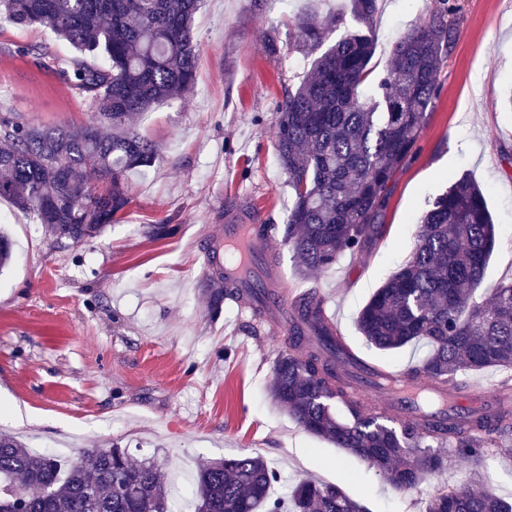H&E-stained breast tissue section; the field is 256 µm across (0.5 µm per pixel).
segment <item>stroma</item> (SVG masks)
Masks as SVG:
<instances>
[{
  "mask_svg": "<svg viewBox=\"0 0 512 512\" xmlns=\"http://www.w3.org/2000/svg\"><path fill=\"white\" fill-rule=\"evenodd\" d=\"M458 36L439 65L440 91L411 162L388 186L383 235L361 255L344 254L301 276L281 234L268 240L289 285L321 299L339 336L360 357L404 373L425 345L385 354L369 347L355 318L411 253L428 201L461 174L483 188L498 244L478 297L512 278V0H455ZM434 0H378L374 73ZM331 0H206L195 17L200 47L192 93L137 120L161 148L128 176L119 222L77 245L58 247L30 215L0 199L14 243L0 272V430L64 458L119 443L134 461L154 459L176 485L208 461L261 455L286 494L303 478L335 484L369 512H422L435 487L465 476L449 457L404 494L366 462L302 430L268 390L283 339L265 319L227 303L210 319L202 292L212 231L237 207L256 224L285 225L292 190L275 157L276 106L311 60L297 57V20ZM56 47L43 26H0V113L36 125L79 126L89 103L24 47ZM176 231L152 240L146 225Z\"/></svg>",
  "mask_w": 512,
  "mask_h": 512,
  "instance_id": "1",
  "label": "stroma"
}]
</instances>
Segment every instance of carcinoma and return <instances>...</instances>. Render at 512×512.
<instances>
[{
  "instance_id": "carcinoma-1",
  "label": "carcinoma",
  "mask_w": 512,
  "mask_h": 512,
  "mask_svg": "<svg viewBox=\"0 0 512 512\" xmlns=\"http://www.w3.org/2000/svg\"><path fill=\"white\" fill-rule=\"evenodd\" d=\"M203 0H0V24L42 25L76 50L46 46L35 57L89 102L78 128L40 126L0 116V198L28 213L60 246L76 245L118 222L128 204L127 175L151 166L160 147L132 124L153 105L192 91L199 45L194 21ZM377 0H349V12L299 17L296 51L322 45L325 31L351 17L354 27L324 51L277 106L275 151L293 191L284 240L298 267L321 273L346 252L361 254L384 232L387 186L416 153L439 89L438 69L456 41L455 8L438 0L395 42L391 63L368 91L376 50ZM106 185L99 193L89 178ZM496 246L485 194L461 175L429 202L414 249L359 311L367 345L399 351L424 342L430 353L411 372L427 375L431 392L448 401L457 376L486 368L512 369V280L475 293ZM210 248L206 295L210 314L226 297L257 293L227 281ZM397 384L392 374L358 361L321 314L304 302L291 319L274 366L273 401L308 433L323 437L376 469L394 489L410 492L447 465L438 447L466 463L467 477L436 488L424 512H512L485 481L487 462L512 454V380L502 403L439 417L421 409L401 423L392 407L356 395L355 379ZM280 475L260 455L242 453L202 465L195 477L194 512H368L334 485L300 481L273 493ZM165 471L135 463L126 449L86 448L64 466L52 454L26 448L0 432V512H172Z\"/></svg>"
}]
</instances>
